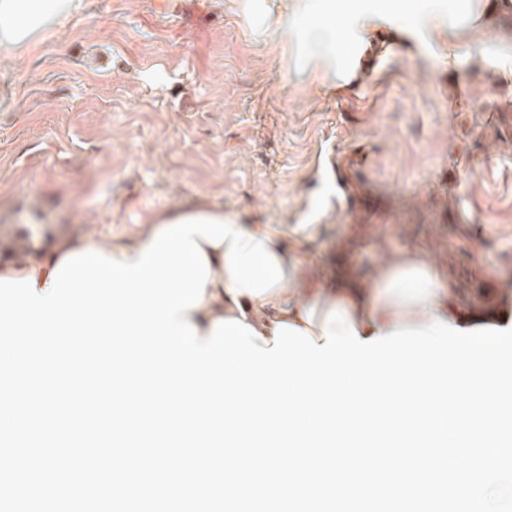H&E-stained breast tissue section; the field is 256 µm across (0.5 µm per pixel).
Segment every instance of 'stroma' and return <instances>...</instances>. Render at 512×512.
Here are the masks:
<instances>
[{
  "mask_svg": "<svg viewBox=\"0 0 512 512\" xmlns=\"http://www.w3.org/2000/svg\"><path fill=\"white\" fill-rule=\"evenodd\" d=\"M244 2L89 0L1 56L0 225L43 251L202 203L318 225L314 250L362 277L419 245L463 295L512 280V19L456 68L419 38L319 94Z\"/></svg>",
  "mask_w": 512,
  "mask_h": 512,
  "instance_id": "35a3bbf8",
  "label": "stroma"
}]
</instances>
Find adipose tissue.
Returning <instances> with one entry per match:
<instances>
[{"label": "adipose tissue", "mask_w": 512, "mask_h": 512, "mask_svg": "<svg viewBox=\"0 0 512 512\" xmlns=\"http://www.w3.org/2000/svg\"><path fill=\"white\" fill-rule=\"evenodd\" d=\"M81 0H0V53L14 55L28 51L53 26L65 23L79 8ZM318 0H289L288 17L280 19L266 9L268 24L279 26L289 41L298 43L301 61L311 72L316 89L350 80L355 70L367 66L377 53L367 34L405 43L417 31L429 30L441 47V57L458 62L468 50L476 32L498 25L512 14V0H459L457 17L444 19L430 12L408 17L394 10L379 14L352 0L325 24L316 22ZM211 217L234 224L244 234L264 241L277 261L282 282L272 292L255 297L233 293L226 256L229 242L213 244L198 238L197 244L209 265L199 305L187 308L186 318L197 336L209 338L217 321L238 319L272 340L276 324L285 323L306 330L316 344H324V331L332 310L343 309L361 339L367 340L403 328L419 329L439 318L464 329L512 324V286L496 290L494 305L477 309L459 297L457 284L432 259L425 248L410 247L390 255L373 274L354 276L344 265L324 268L311 255L308 245L318 232L314 224H273L247 222L211 205L179 207L156 215L135 235L99 242L91 236L62 234L47 254L22 263H0V278L34 276L37 290L47 289L51 274L73 254L95 250L116 261H136L163 227L180 220Z\"/></svg>", "instance_id": "obj_1"}]
</instances>
